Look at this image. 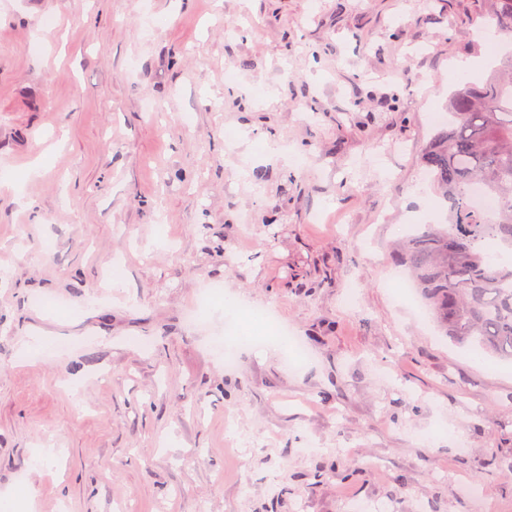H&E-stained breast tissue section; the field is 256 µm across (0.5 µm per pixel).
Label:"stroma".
<instances>
[{"instance_id": "1", "label": "stroma", "mask_w": 512, "mask_h": 512, "mask_svg": "<svg viewBox=\"0 0 512 512\" xmlns=\"http://www.w3.org/2000/svg\"><path fill=\"white\" fill-rule=\"evenodd\" d=\"M482 10L0 0V507L512 512V365L388 286Z\"/></svg>"}]
</instances>
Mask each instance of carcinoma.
I'll list each match as a JSON object with an SVG mask.
<instances>
[{
  "mask_svg": "<svg viewBox=\"0 0 512 512\" xmlns=\"http://www.w3.org/2000/svg\"><path fill=\"white\" fill-rule=\"evenodd\" d=\"M483 25L512 34V0H487ZM433 187L448 204V224H428L402 246L418 294L445 335L512 363V54L506 72L461 81L448 99V124L422 154ZM497 202L492 216L471 203L474 186Z\"/></svg>",
  "mask_w": 512,
  "mask_h": 512,
  "instance_id": "obj_1",
  "label": "carcinoma"
}]
</instances>
